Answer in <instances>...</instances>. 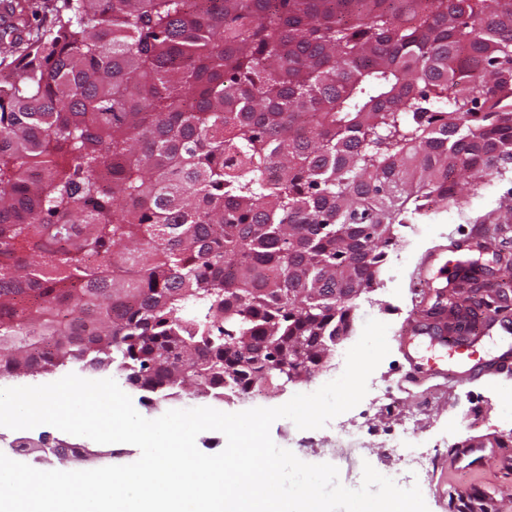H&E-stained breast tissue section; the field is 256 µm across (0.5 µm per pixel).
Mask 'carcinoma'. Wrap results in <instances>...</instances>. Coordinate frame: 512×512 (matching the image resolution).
<instances>
[{
	"label": "carcinoma",
	"mask_w": 512,
	"mask_h": 512,
	"mask_svg": "<svg viewBox=\"0 0 512 512\" xmlns=\"http://www.w3.org/2000/svg\"><path fill=\"white\" fill-rule=\"evenodd\" d=\"M29 9L0 30L1 376L285 382L406 214L512 165V0ZM32 10L36 12V17L31 16L32 28L36 30H47L51 27L54 19L55 0H29Z\"/></svg>",
	"instance_id": "1"
}]
</instances>
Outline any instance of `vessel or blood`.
Listing matches in <instances>:
<instances>
[{
    "mask_svg": "<svg viewBox=\"0 0 512 512\" xmlns=\"http://www.w3.org/2000/svg\"><path fill=\"white\" fill-rule=\"evenodd\" d=\"M490 334L497 336L498 346L480 351L481 338ZM403 341L408 345L407 358L414 367L412 379L416 382L427 376L450 383L461 377L479 379L512 372V324L489 312L474 329L460 328L455 319L437 328L419 318L412 320ZM503 454L500 448H484L476 454L461 445L452 448L448 464L453 467L472 456L483 462Z\"/></svg>",
    "mask_w": 512,
    "mask_h": 512,
    "instance_id": "obj_1",
    "label": "vessel or blood"
}]
</instances>
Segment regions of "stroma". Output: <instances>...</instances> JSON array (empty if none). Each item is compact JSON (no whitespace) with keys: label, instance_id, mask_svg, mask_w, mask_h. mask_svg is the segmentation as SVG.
Here are the masks:
<instances>
[{"label":"stroma","instance_id":"stroma-1","mask_svg":"<svg viewBox=\"0 0 512 512\" xmlns=\"http://www.w3.org/2000/svg\"><path fill=\"white\" fill-rule=\"evenodd\" d=\"M481 179L482 187L468 191L458 202L432 204L410 215L405 227L397 231L401 260L386 259L374 289L357 302L349 344H356L365 321L372 318L387 323L390 349L374 372L390 390L387 406L376 410L364 400L350 411L361 427L363 454L340 452L327 426L300 430L292 421L280 419L270 430L278 446L291 450L304 462L335 465L341 483L355 489L362 482L367 463L387 477H396L399 464L388 443L405 422H412L417 440L433 448L435 454L429 475L418 482L429 512H471L467 505L470 491L485 485L495 489L498 512H512V471L503 470L494 460L457 471L443 463L449 448L465 438L512 434V374L499 376L493 388L483 381L464 380L449 390L432 381L414 386L404 380L408 364L398 341L401 330L420 310L445 305L454 311L469 306L472 284L455 280L443 265L455 259L454 242L463 238L471 225L502 230L494 246L468 253L469 259L481 264V281L493 282L506 273L505 261L512 259V174L487 170ZM332 372V367H323L310 381L289 383L256 398L219 401L185 392L175 399L146 401L138 391L131 392L130 397L138 413L148 419L159 418L171 409L205 406L235 413L277 407L295 394L314 392L327 383Z\"/></svg>","mask_w":512,"mask_h":512}]
</instances>
